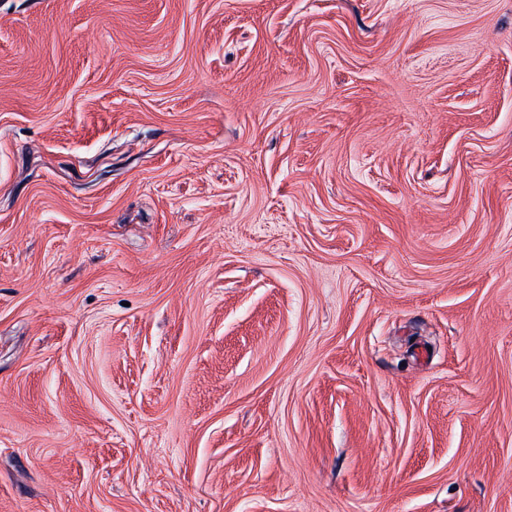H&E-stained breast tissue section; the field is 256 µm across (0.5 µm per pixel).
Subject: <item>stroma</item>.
Masks as SVG:
<instances>
[{"instance_id":"obj_1","label":"stroma","mask_w":512,"mask_h":512,"mask_svg":"<svg viewBox=\"0 0 512 512\" xmlns=\"http://www.w3.org/2000/svg\"><path fill=\"white\" fill-rule=\"evenodd\" d=\"M0 512H512V0H0Z\"/></svg>"}]
</instances>
